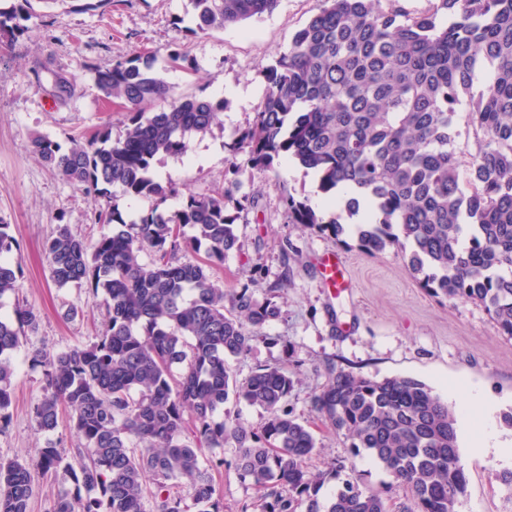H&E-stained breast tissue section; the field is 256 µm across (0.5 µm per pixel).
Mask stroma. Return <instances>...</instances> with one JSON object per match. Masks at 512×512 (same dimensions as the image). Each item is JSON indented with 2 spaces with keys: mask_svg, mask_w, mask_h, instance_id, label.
<instances>
[{
  "mask_svg": "<svg viewBox=\"0 0 512 512\" xmlns=\"http://www.w3.org/2000/svg\"><path fill=\"white\" fill-rule=\"evenodd\" d=\"M323 0H279L276 10L259 20L213 30L188 32L181 21L188 0H106L95 10L79 0H33L30 30L0 50V224L8 225L17 247L12 258L21 273L16 295L0 299V312L23 302L37 313L39 326L28 334V348L59 352L93 340L104 310L86 290L57 288L50 279L45 241L57 225L95 244L101 232L96 217L106 201L71 185L32 149L44 134L62 148L72 138L90 135L108 124L113 135L124 130L117 103L103 98L90 68L125 61L152 50L163 76L182 94L221 96L229 106L203 134L191 138L185 156H161L153 171L163 186L175 187L166 205L208 188L237 181L234 197H253L238 214L239 251L218 270L220 285L240 287L253 270L257 300L273 299L279 316L245 356L231 360L237 381L257 366L286 370L293 382L288 408L310 424L321 451L309 466L317 470L341 460L353 476L387 493L389 512H403L404 488L386 490L388 475L364 457L352 456L343 436L311 411L310 400L336 372L385 378L410 376L424 382L457 413L458 442L467 488L457 512H512V489L497 478L512 470V338L500 335L479 304L431 296L394 249L376 255L356 245H342L300 224L291 223L286 196L311 206L323 218L336 213L323 204L317 175L298 163L281 162L279 172L260 177L233 153L239 135L253 123L267 88V69L286 50L297 31L316 15ZM186 55L188 68L168 67V56ZM72 80L66 100L54 97L56 77ZM238 174H231V164ZM337 252L347 269L348 286L329 292L321 255ZM42 374L16 358L8 421L0 427V459H28L55 442L71 457L81 441L67 424L51 433L38 429L33 409L43 397ZM496 403L494 425L501 448L471 451L473 434L483 423L471 392ZM232 447L204 449L201 460L214 464L215 486L224 512H258L260 492L241 481L228 466Z\"/></svg>",
  "mask_w": 512,
  "mask_h": 512,
  "instance_id": "obj_1",
  "label": "stroma"
}]
</instances>
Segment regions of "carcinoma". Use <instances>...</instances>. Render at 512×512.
<instances>
[{"label":"carcinoma","instance_id":"cac0c4a2","mask_svg":"<svg viewBox=\"0 0 512 512\" xmlns=\"http://www.w3.org/2000/svg\"><path fill=\"white\" fill-rule=\"evenodd\" d=\"M437 2L436 11L412 15L381 0H324L269 67L263 106L239 142L263 174L292 159L318 175L323 192L348 191L328 222L288 196L295 223L342 244L351 235L368 255L400 251L428 292L482 305L512 338V0ZM189 4L188 31L198 33L270 15L278 0ZM29 6L18 0L0 10L1 46L27 30L20 21ZM90 71L98 90L119 101L123 133L114 139L105 124L66 151L48 136L32 140L62 179L107 199L98 214L106 231L93 248L64 224L45 243L54 284L101 298L103 327L87 344L30 353L44 389L34 407L38 428L51 432L65 420L84 447L70 461L52 444L33 460H0V512H30L36 476L60 470L78 492L58 493L50 512H147L148 500L153 512H184L171 480L186 481L197 512H223L200 453L230 442L229 467L262 491L261 512H388L381 493L342 476L344 462L308 468L318 443L286 408L288 373L262 366L241 383L231 373L229 361L251 351L279 307L254 298L253 274L228 291L212 279L211 269L240 248L229 190L161 208L170 190L154 179L153 161L184 154L227 102L177 94L152 52ZM126 196L155 203L127 221L119 209ZM14 244L0 224V299L17 289ZM201 248L202 263L178 259ZM37 326L30 308L0 316V426L15 355ZM231 398L264 409V424L220 418ZM311 408L353 455L407 486L404 512H455L466 490L464 468L448 470V458L460 459L456 417L425 383L340 372Z\"/></svg>","mask_w":512,"mask_h":512}]
</instances>
